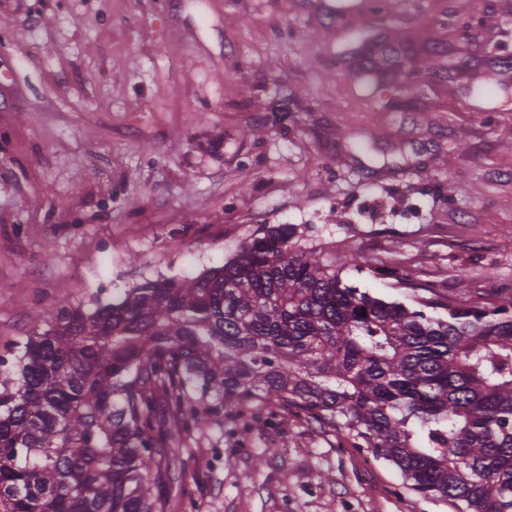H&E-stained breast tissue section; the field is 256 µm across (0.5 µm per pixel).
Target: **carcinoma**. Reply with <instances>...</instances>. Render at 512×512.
Segmentation results:
<instances>
[{"label": "carcinoma", "instance_id": "obj_1", "mask_svg": "<svg viewBox=\"0 0 512 512\" xmlns=\"http://www.w3.org/2000/svg\"><path fill=\"white\" fill-rule=\"evenodd\" d=\"M261 228L221 267L47 313L0 353V512H169L167 448L268 406L452 512H512V296L404 305Z\"/></svg>", "mask_w": 512, "mask_h": 512}]
</instances>
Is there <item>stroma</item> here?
<instances>
[{
	"instance_id": "35a3bbf8",
	"label": "stroma",
	"mask_w": 512,
	"mask_h": 512,
	"mask_svg": "<svg viewBox=\"0 0 512 512\" xmlns=\"http://www.w3.org/2000/svg\"><path fill=\"white\" fill-rule=\"evenodd\" d=\"M0 0V346L262 225L385 299L512 295V0ZM171 512H451L295 414L170 453Z\"/></svg>"
}]
</instances>
